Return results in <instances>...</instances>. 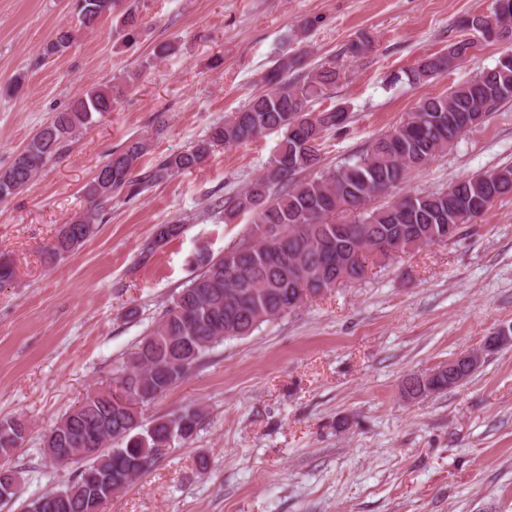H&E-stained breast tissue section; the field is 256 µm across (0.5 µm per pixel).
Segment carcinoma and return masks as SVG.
Returning a JSON list of instances; mask_svg holds the SVG:
<instances>
[{
    "instance_id": "1",
    "label": "carcinoma",
    "mask_w": 512,
    "mask_h": 512,
    "mask_svg": "<svg viewBox=\"0 0 512 512\" xmlns=\"http://www.w3.org/2000/svg\"><path fill=\"white\" fill-rule=\"evenodd\" d=\"M117 6L119 0H77L76 10L81 25L91 29ZM120 23L125 41L135 42L140 28L136 13L125 10ZM457 26L485 40L512 39V9L507 17L497 5L490 14L470 13ZM74 40L75 33L62 26L49 45L57 54ZM473 45L471 39L450 44L447 52L405 73L407 81L419 84L446 72ZM301 59L300 54H283L261 78L264 92L213 126L190 149L157 158L144 173L138 169L150 141L139 135L129 138L98 167L86 189V208L61 225L45 248L48 264L74 256L95 234L101 212L114 197L134 198L151 185L195 169L218 147L270 131L281 133L263 173L224 201V219L241 212L252 216L249 235L218 258L199 256V273L117 370L115 389L88 392L46 435L44 455L62 454L77 468L68 481L29 500L24 512L36 507L41 512H104L112 495L143 475L137 462L150 467L157 460L154 449L168 439H191L200 422L198 410L157 417L145 426L138 405L170 391L216 345L245 338L263 323L299 307V301L289 304L298 293L322 294L344 275L361 276V265L348 270L340 265L349 253V239L339 236L337 228L351 232L365 248L363 257L388 259L414 249L417 241H444L485 212L482 208L462 214L461 202L480 199L490 205L512 194L509 165L457 180L441 191L372 206L375 197L395 188L410 170L447 151L493 107L512 99V50L449 93L421 98L407 118L332 170L320 168L324 132L344 127L349 113L338 106L316 112L312 102L336 83L338 73L321 66L298 81H288L286 74ZM121 93L116 85L93 87L54 113L12 163L0 169V201L22 192L78 133L112 112ZM338 212L354 213L353 220L336 221ZM181 232L180 224H161L153 245L161 246ZM29 430V421L22 416L0 419V457L21 448ZM20 491L18 472L0 466V503L16 500Z\"/></svg>"
}]
</instances>
